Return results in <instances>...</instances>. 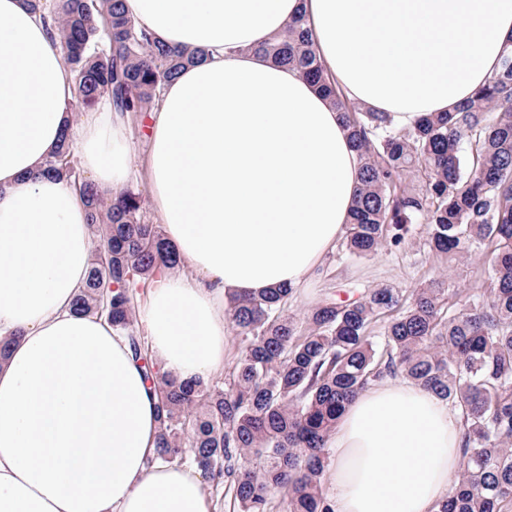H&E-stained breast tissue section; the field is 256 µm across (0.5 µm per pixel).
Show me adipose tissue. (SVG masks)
I'll return each mask as SVG.
<instances>
[{
  "label": "adipose tissue",
  "mask_w": 512,
  "mask_h": 512,
  "mask_svg": "<svg viewBox=\"0 0 512 512\" xmlns=\"http://www.w3.org/2000/svg\"><path fill=\"white\" fill-rule=\"evenodd\" d=\"M153 37L201 49L162 92L147 180L193 277L139 313L160 370L224 371L230 296L307 288L342 238L359 158L333 106L257 48L304 15L344 93L409 127L471 98L512 45V0H124ZM60 40L27 0H0V512H213L202 473L153 462L156 401L128 341L75 313L87 207L45 174L74 123ZM99 189L123 188L126 115L106 101L77 143ZM460 412L422 386L362 391L328 439L333 512H435L463 462Z\"/></svg>",
  "instance_id": "ef3b65f1"
}]
</instances>
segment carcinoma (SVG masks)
<instances>
[{
	"instance_id": "cac0c4a2",
	"label": "carcinoma",
	"mask_w": 512,
	"mask_h": 512,
	"mask_svg": "<svg viewBox=\"0 0 512 512\" xmlns=\"http://www.w3.org/2000/svg\"><path fill=\"white\" fill-rule=\"evenodd\" d=\"M120 2L30 0L58 28L74 113L103 97L123 112H155L160 89L204 56L154 40ZM257 52L298 70L344 120L360 168L343 254L366 258L417 240L446 262L487 252L480 290L455 311L440 282L407 295L331 292L303 326L288 314V288L234 297L227 314L240 340L237 362L222 381H180L156 369L136 309L181 259L161 226L145 220L141 193L107 197L87 181L80 192L91 262L75 312L107 316L142 362L157 398L156 458L228 484L236 512H333L322 491L329 436L361 391L398 376L464 420L462 468L436 512H512V49L471 99L409 128L340 90L303 17ZM46 172L78 182L70 132Z\"/></svg>"
}]
</instances>
